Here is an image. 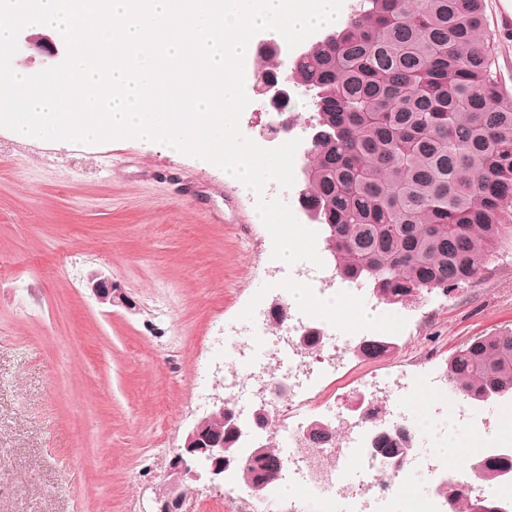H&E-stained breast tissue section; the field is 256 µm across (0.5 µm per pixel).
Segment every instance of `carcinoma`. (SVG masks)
I'll use <instances>...</instances> for the list:
<instances>
[{"label": "carcinoma", "mask_w": 512, "mask_h": 512, "mask_svg": "<svg viewBox=\"0 0 512 512\" xmlns=\"http://www.w3.org/2000/svg\"><path fill=\"white\" fill-rule=\"evenodd\" d=\"M491 46L484 0H357L295 63L321 133L301 201L337 274L386 303L470 281L512 245V94ZM395 349L384 337L362 356ZM448 372L476 402L512 394V331L464 343ZM508 457L478 462L479 475L502 481ZM274 465L269 449L241 474Z\"/></svg>", "instance_id": "carcinoma-1"}]
</instances>
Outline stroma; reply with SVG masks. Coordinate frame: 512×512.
Here are the masks:
<instances>
[{
    "label": "stroma",
    "instance_id": "35a3bbf8",
    "mask_svg": "<svg viewBox=\"0 0 512 512\" xmlns=\"http://www.w3.org/2000/svg\"><path fill=\"white\" fill-rule=\"evenodd\" d=\"M485 0L502 86L512 27ZM256 197L159 142L19 139L0 128V512H153L174 448L224 396V324L279 299ZM128 299L107 306L88 280ZM395 353L352 359L389 376L438 368L512 328V256L399 304Z\"/></svg>",
    "mask_w": 512,
    "mask_h": 512
}]
</instances>
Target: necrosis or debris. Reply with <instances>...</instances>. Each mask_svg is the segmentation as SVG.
Masks as SVG:
<instances>
[{"label":"necrosis or debris","mask_w":512,"mask_h":512,"mask_svg":"<svg viewBox=\"0 0 512 512\" xmlns=\"http://www.w3.org/2000/svg\"><path fill=\"white\" fill-rule=\"evenodd\" d=\"M284 314L241 326H224V399L248 416L262 395L273 398L276 426L274 453L282 464L284 483L268 488L269 502L291 492L304 512H443L447 483L460 485L468 497L495 496L512 502V483H486L476 472L450 464L449 436L466 433L482 438L481 454L512 445V430L502 420L504 409L484 414L473 410L462 395L448 396L442 379L425 364L399 372L395 378L357 379L347 388V356L355 352L370 327L359 321L341 325L319 312L308 313L284 302ZM315 327L320 342L297 349L293 339L303 328ZM429 392L432 428L415 414L422 392ZM370 409L359 413L358 399ZM324 409L330 425L341 432L329 446L311 436L305 413ZM407 434L410 454L404 466L391 470L373 454L370 443L378 429Z\"/></svg>","instance_id":"necrosis-or-debris-1"}]
</instances>
